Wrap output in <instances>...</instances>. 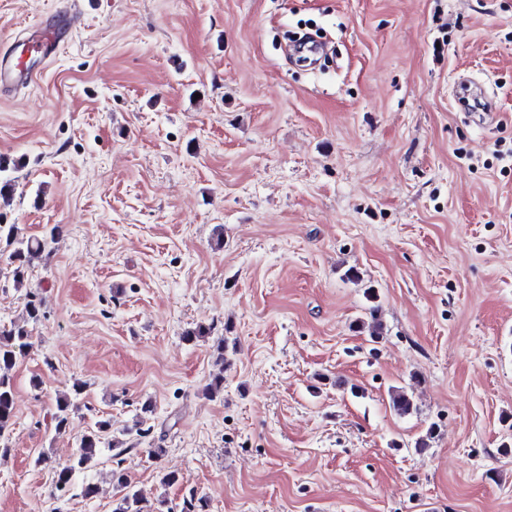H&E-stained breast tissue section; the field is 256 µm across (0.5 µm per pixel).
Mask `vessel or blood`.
<instances>
[{
  "mask_svg": "<svg viewBox=\"0 0 512 512\" xmlns=\"http://www.w3.org/2000/svg\"><path fill=\"white\" fill-rule=\"evenodd\" d=\"M76 22V15L64 12L59 20L45 22L23 41L18 55L0 59V88L28 87L39 65L51 60L64 40L65 32Z\"/></svg>",
  "mask_w": 512,
  "mask_h": 512,
  "instance_id": "1",
  "label": "vessel or blood"
}]
</instances>
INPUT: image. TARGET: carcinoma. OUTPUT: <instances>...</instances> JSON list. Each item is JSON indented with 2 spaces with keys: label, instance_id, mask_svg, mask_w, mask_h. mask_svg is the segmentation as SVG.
Wrapping results in <instances>:
<instances>
[{
  "label": "carcinoma",
  "instance_id": "1",
  "mask_svg": "<svg viewBox=\"0 0 512 512\" xmlns=\"http://www.w3.org/2000/svg\"><path fill=\"white\" fill-rule=\"evenodd\" d=\"M50 238L28 236L17 224H0V248L10 251L9 257L14 263L13 281L20 288L26 280L27 272L34 259L45 251ZM25 319L13 322L8 327L0 328V442L9 438L15 424L14 387L10 372L15 367L18 357L30 346L31 332L27 324L37 323L43 316L42 300L34 295L27 297L24 305ZM82 385L73 386V393H63L55 399L53 419L58 431L69 427L71 412L74 408L73 397L81 394ZM392 409L400 416L416 411L412 396L404 390L395 389L391 393ZM111 434V423L100 419L94 426L80 436L77 454L68 462L53 468L55 487L58 489L72 488L77 473L83 472L97 464L100 445L106 436ZM124 440H113L112 447L117 449L115 467L111 471L112 482L117 485L123 496L116 503L113 512H144L141 502L143 498L138 491L130 488L123 463L122 455L126 452Z\"/></svg>",
  "mask_w": 512,
  "mask_h": 512
}]
</instances>
